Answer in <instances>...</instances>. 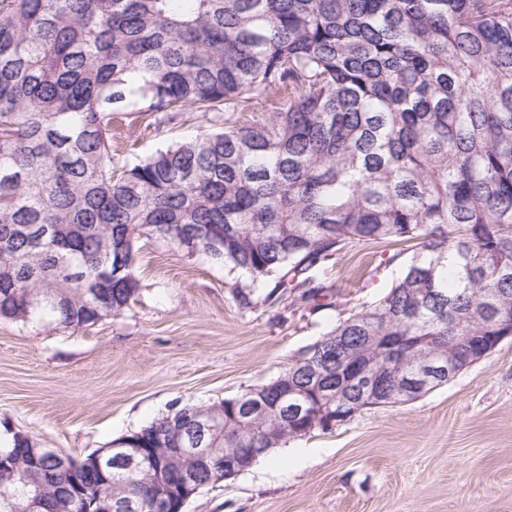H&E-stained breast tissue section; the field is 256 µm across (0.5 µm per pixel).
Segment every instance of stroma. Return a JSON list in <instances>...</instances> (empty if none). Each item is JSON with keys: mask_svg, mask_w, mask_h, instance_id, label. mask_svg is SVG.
I'll list each match as a JSON object with an SVG mask.
<instances>
[{"mask_svg": "<svg viewBox=\"0 0 512 512\" xmlns=\"http://www.w3.org/2000/svg\"><path fill=\"white\" fill-rule=\"evenodd\" d=\"M115 146L134 164L205 127L200 113L149 127L120 113ZM410 251L347 249L318 272L328 306L266 304L267 287L224 264L142 242L141 291L123 315L67 332L0 322V430L75 459L175 403L231 398L275 377L338 318L377 301ZM288 471L251 467L184 512H512V339L423 398L370 407L283 445Z\"/></svg>", "mask_w": 512, "mask_h": 512, "instance_id": "obj_1", "label": "stroma"}]
</instances>
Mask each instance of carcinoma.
I'll return each mask as SVG.
<instances>
[{
  "mask_svg": "<svg viewBox=\"0 0 512 512\" xmlns=\"http://www.w3.org/2000/svg\"><path fill=\"white\" fill-rule=\"evenodd\" d=\"M117 112L209 126L126 167L112 152ZM236 112H250L241 119ZM246 274L277 276L265 296L323 306L313 271L348 247L416 243L368 308L336 320L278 376L224 406L214 448L253 459L304 437L276 405L286 377L323 357L378 369L397 346L412 402L477 363L475 341L512 329V0H0V320L65 332L124 313L141 289L143 240ZM335 369L308 394L336 410ZM267 401L244 430L237 402ZM171 409L133 431L171 433ZM18 467L0 512H86L84 500L137 498L158 470L112 469L76 495Z\"/></svg>",
  "mask_w": 512,
  "mask_h": 512,
  "instance_id": "1",
  "label": "carcinoma"
}]
</instances>
